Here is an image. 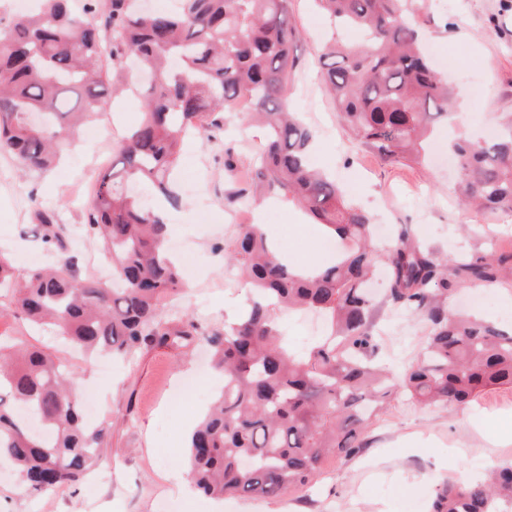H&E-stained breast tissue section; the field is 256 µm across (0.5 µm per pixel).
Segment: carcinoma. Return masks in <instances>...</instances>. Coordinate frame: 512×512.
<instances>
[{
  "instance_id": "obj_1",
  "label": "carcinoma",
  "mask_w": 512,
  "mask_h": 512,
  "mask_svg": "<svg viewBox=\"0 0 512 512\" xmlns=\"http://www.w3.org/2000/svg\"><path fill=\"white\" fill-rule=\"evenodd\" d=\"M38 2L34 13L0 17V154L28 172L48 171L99 114L127 60L149 70L152 82L140 96L143 119L97 175L85 213L86 236L111 256L122 287L79 276L69 261L20 273L0 254L1 307L86 355L193 344L199 325L164 313L183 278L166 256L159 207L130 187L147 183L175 202L171 174L184 137L222 134L224 114L241 101L249 104L241 119L267 129L250 164L253 194L297 204L342 244L332 264L309 275L280 262L253 224L239 225L224 244L259 299L206 337L224 387L189 439L187 466L201 493L275 499L306 486L327 460L359 453L370 420L399 394L437 409L512 388V328L448 304L472 285L511 279L512 252L440 258L406 229L379 244L371 216L309 166L313 132L286 108L298 38L290 0H179L177 9L149 15L137 0H83L79 12L70 0ZM317 2L363 34L356 45L332 46L334 61L322 72L354 139L388 163L424 161L434 125L456 115L407 0ZM448 150L462 203L511 216L512 114L492 138L459 137ZM34 220L48 248L64 247L54 211L38 210ZM380 256L389 266L388 303L418 315L424 329L417 358L398 373L377 356L376 302L366 287ZM278 307L320 314L325 335L307 350L288 349L273 317ZM73 386V372L44 348L0 364V458L27 490L74 484L100 461L107 432L84 422ZM432 509L512 512V460L480 482L442 480Z\"/></svg>"
}]
</instances>
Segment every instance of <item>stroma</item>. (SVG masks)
<instances>
[{"instance_id": "stroma-1", "label": "stroma", "mask_w": 512, "mask_h": 512, "mask_svg": "<svg viewBox=\"0 0 512 512\" xmlns=\"http://www.w3.org/2000/svg\"><path fill=\"white\" fill-rule=\"evenodd\" d=\"M290 3L299 39L288 105L314 133L311 164L332 174L375 223L394 230L409 225L440 257H476L494 244L511 251L512 217L463 205L455 192V169L431 160L388 164L352 138L322 81V55L332 30L313 0ZM409 9L429 61L453 97L468 96L483 105L482 112L452 131L486 137L501 113H512V0H411ZM129 84V93L108 102L111 135L79 137L57 169L25 175L14 160L0 155V250L10 253L20 270L50 258L33 219L38 208L54 210L67 226L68 252L81 266L101 258L83 231L85 203L73 199L70 190L79 178L105 169L117 136L138 124L141 111L129 106L139 84L137 72H130ZM452 131L437 124V141L446 142ZM264 138L259 124L230 112L220 138L186 139L174 175L178 202L166 215L178 260L191 261L197 275L166 306L169 317L191 316L207 331L233 320L246 306L251 291L219 250L235 236L238 224H268L275 246L298 266L340 251L336 240L314 237L309 218L287 199H268L262 212L247 197L226 204L225 194L247 184L225 173V153L245 167ZM277 322L294 350L310 346L322 330L320 319L310 314L283 310ZM375 333L381 338L380 357L399 367L417 355L423 327L415 315L383 308ZM59 354L97 402L94 422L108 431L102 462L80 484L32 495L21 490L11 464L0 460V512H196L203 495L181 494L175 486L188 476L187 430L208 407L201 391L187 389L184 379L196 375L214 394L223 386L221 374L210 368L205 341L184 353L153 348L131 362L107 357L89 362L65 348ZM511 417L512 389L488 392L464 407L432 411L401 397L367 428L359 455L329 461L309 488L277 499L231 498L223 512H430L434 487L456 476L459 467L475 478L512 458V441L496 445L486 438Z\"/></svg>"}]
</instances>
